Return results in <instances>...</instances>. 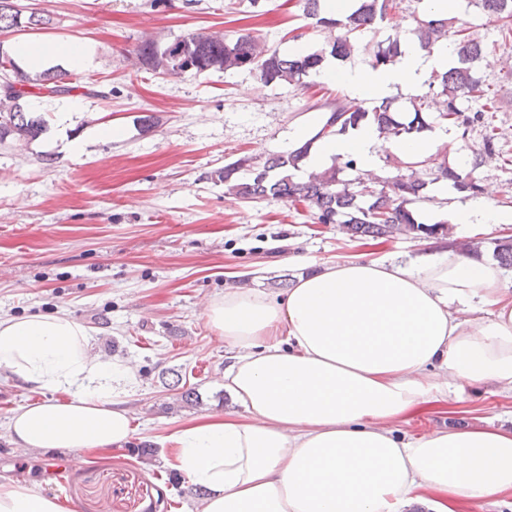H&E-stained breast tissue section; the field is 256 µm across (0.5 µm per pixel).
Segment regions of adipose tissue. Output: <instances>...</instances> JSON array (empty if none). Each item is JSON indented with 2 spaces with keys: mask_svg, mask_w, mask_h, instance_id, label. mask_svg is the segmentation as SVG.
Returning a JSON list of instances; mask_svg holds the SVG:
<instances>
[{
  "mask_svg": "<svg viewBox=\"0 0 512 512\" xmlns=\"http://www.w3.org/2000/svg\"><path fill=\"white\" fill-rule=\"evenodd\" d=\"M451 43L433 52L403 46L388 69H340L319 77L353 96L378 99L394 90L417 95L431 71H444ZM86 68L82 46L47 51L26 46V69L50 56ZM447 147L444 132L384 140L364 125L318 140L305 165L353 157L380 174V155L425 158ZM425 218L500 224L489 197L445 215L432 189ZM231 350L224 388L240 412L193 420L173 431L175 469L202 489L196 512H430L512 494V430L438 429L415 438L394 434L404 421L459 397L467 386L512 391V283L494 264L466 255L401 263L352 259L298 276L280 299L255 289L225 293L205 311ZM88 330L65 313L0 317V369L37 388L70 391V400L26 404L7 429L15 445L46 454L106 448L133 432L123 398L135 385L130 367L89 353ZM0 512H61L57 500L18 482H0Z\"/></svg>",
  "mask_w": 512,
  "mask_h": 512,
  "instance_id": "adipose-tissue-1",
  "label": "adipose tissue"
}]
</instances>
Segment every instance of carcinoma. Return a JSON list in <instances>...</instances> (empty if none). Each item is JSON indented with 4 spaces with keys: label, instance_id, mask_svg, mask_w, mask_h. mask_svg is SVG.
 Returning a JSON list of instances; mask_svg holds the SVG:
<instances>
[{
    "label": "carcinoma",
    "instance_id": "carcinoma-1",
    "mask_svg": "<svg viewBox=\"0 0 512 512\" xmlns=\"http://www.w3.org/2000/svg\"><path fill=\"white\" fill-rule=\"evenodd\" d=\"M307 17L315 27L337 29L340 34L330 43V56L343 60L351 55L355 40L400 8L401 0H354L349 11L340 18L328 17L321 9L320 0H300ZM499 22L501 39H512V0H467ZM415 32L419 46L427 52L443 40L453 44L454 53L448 60V69L436 72L429 82V94L443 98L444 108L437 112L435 121L446 123L460 132L462 141L474 127L483 129L482 153L496 154L498 127L489 119L497 111V91L491 89L473 69L486 45L470 33V26L460 16L416 20ZM185 48L200 64L197 75L224 72L234 68H249L259 72L260 79L270 84L277 81L307 86L305 78L319 72L325 51L298 55H284L277 49L262 45L251 33H242L229 39L218 32L204 29L191 32L164 47L146 40L137 48L140 63L164 75L182 76L170 55ZM369 64L373 68L394 65L402 55L401 38L394 33L375 42L368 49ZM23 80L34 88L23 99L0 95V145L12 141H32L46 129L45 120L28 107L32 99H43L41 89L52 79L68 82L66 94L78 92L82 86L73 82L72 74L61 66H53L31 74L20 70ZM428 94L410 100V105L399 109L394 100L384 98L367 109L355 102L338 103L325 117L316 134L302 146L268 157L263 164L253 165L242 158L224 167L218 179L227 191L243 201L275 198L293 206L301 205L315 224H341L353 240H389L397 235L413 239H443L448 234V221L433 224L418 221L415 205L428 200L429 186L446 180L459 192L475 195L481 186L473 172L461 170L440 155H431L419 162H404L386 157V164L398 174L378 181L372 188L357 176L342 177L346 171L357 170L352 157L340 162L333 158L329 168L311 172L302 171L313 143L319 139L342 135L364 124L377 128L387 138H402L418 134L431 127L426 112ZM479 101L472 109L468 103ZM493 256L498 262L512 268V237L494 242Z\"/></svg>",
    "mask_w": 512,
    "mask_h": 512
}]
</instances>
